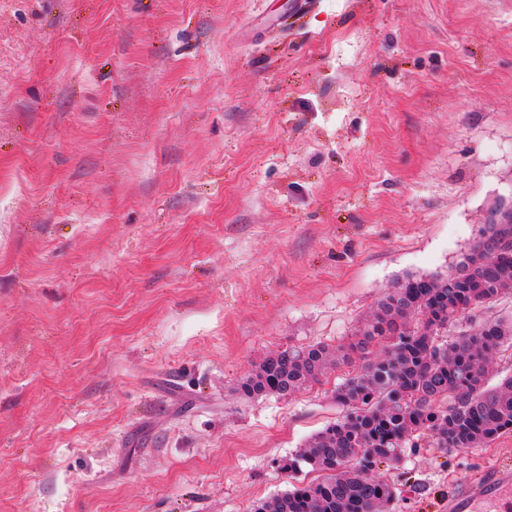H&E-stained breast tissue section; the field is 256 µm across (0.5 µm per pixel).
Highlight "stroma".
Masks as SVG:
<instances>
[{
	"label": "stroma",
	"instance_id": "obj_1",
	"mask_svg": "<svg viewBox=\"0 0 512 512\" xmlns=\"http://www.w3.org/2000/svg\"><path fill=\"white\" fill-rule=\"evenodd\" d=\"M512 197V0H0V512H251L347 341ZM489 449L421 440L392 512Z\"/></svg>",
	"mask_w": 512,
	"mask_h": 512
}]
</instances>
